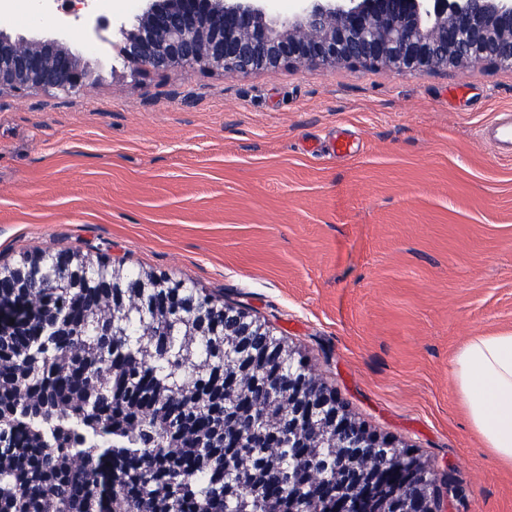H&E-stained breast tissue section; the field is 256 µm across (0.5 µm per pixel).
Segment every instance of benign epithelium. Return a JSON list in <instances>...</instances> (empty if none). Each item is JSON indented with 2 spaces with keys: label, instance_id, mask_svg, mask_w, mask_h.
<instances>
[{
  "label": "benign epithelium",
  "instance_id": "obj_1",
  "mask_svg": "<svg viewBox=\"0 0 512 512\" xmlns=\"http://www.w3.org/2000/svg\"><path fill=\"white\" fill-rule=\"evenodd\" d=\"M133 22L86 16L82 32L123 42L138 73L179 68L234 77L285 66H382L400 74L512 69V0H144ZM95 81L90 64L57 40L28 41L0 29V92L43 89L71 95ZM266 355L281 368L277 393L295 436L314 448L323 434L336 451L357 449L336 488L311 471L306 482L325 512H440L432 464L369 431L341 406L295 349Z\"/></svg>",
  "mask_w": 512,
  "mask_h": 512
}]
</instances>
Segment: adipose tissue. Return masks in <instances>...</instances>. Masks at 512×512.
I'll use <instances>...</instances> for the list:
<instances>
[{"instance_id":"1","label":"adipose tissue","mask_w":512,"mask_h":512,"mask_svg":"<svg viewBox=\"0 0 512 512\" xmlns=\"http://www.w3.org/2000/svg\"><path fill=\"white\" fill-rule=\"evenodd\" d=\"M462 413L482 448L512 469V331L469 337L451 358Z\"/></svg>"}]
</instances>
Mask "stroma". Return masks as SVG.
Wrapping results in <instances>:
<instances>
[{"label":"stroma","instance_id":"obj_1","mask_svg":"<svg viewBox=\"0 0 512 512\" xmlns=\"http://www.w3.org/2000/svg\"><path fill=\"white\" fill-rule=\"evenodd\" d=\"M47 7L39 26L1 10L0 29L61 38L97 80L0 93V266L89 252L195 284L428 460L443 512H512V472L474 439L450 369L468 336L512 330V160L478 134L512 109V70L135 75L55 21L130 20L142 0ZM340 132L352 156L306 152Z\"/></svg>","mask_w":512,"mask_h":512}]
</instances>
